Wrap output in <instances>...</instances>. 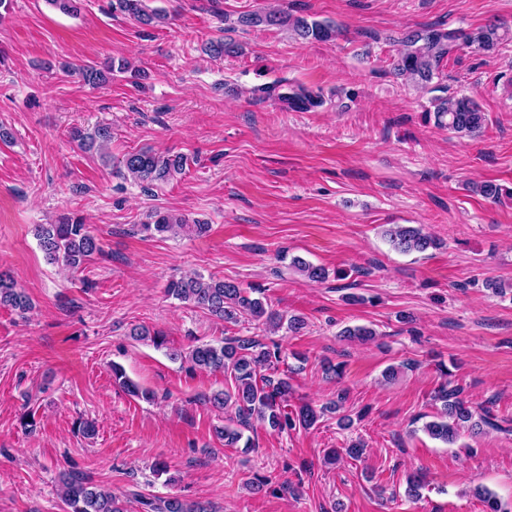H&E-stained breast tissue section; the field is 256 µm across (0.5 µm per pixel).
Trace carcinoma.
<instances>
[{
  "label": "carcinoma",
  "mask_w": 512,
  "mask_h": 512,
  "mask_svg": "<svg viewBox=\"0 0 512 512\" xmlns=\"http://www.w3.org/2000/svg\"><path fill=\"white\" fill-rule=\"evenodd\" d=\"M117 7L132 15L140 24L153 26L163 19V15L150 12L142 5L143 0H116ZM241 23L252 25H288L292 31L305 41H328L337 35L335 27L317 20L281 16L276 13L253 14L241 17ZM465 39L478 49L490 52L496 50L507 40V32L500 31L494 24L486 26L475 35L460 36L455 32L437 28L413 31L403 39L404 50L398 56L394 68L401 76H407L423 85L429 82L438 71L444 58L451 52L459 39ZM65 71L79 75L91 85L106 83L112 76V67H98L86 64L76 68L67 67ZM294 108H304L321 103L319 96L301 89L287 98ZM436 117L448 118L449 130L470 136L479 134L485 124V114L479 105L469 97H448L436 105ZM72 139L90 149L95 145L103 146L111 140L112 131L107 126H98L92 133H84L78 128L71 131ZM123 167L136 180L142 183H164L174 175L182 173L187 158L182 154H161L150 149H140L127 153L122 159ZM186 227L188 221L183 217L160 215L153 224L144 228L163 234L175 227ZM393 247L401 252H424L436 248L439 243L422 228L415 225L393 224L385 231ZM36 237L46 258L50 262L63 261L72 269H80L94 254L100 252L97 239L88 227L79 222L62 219L57 224L37 226ZM293 266L312 282H322L329 276L328 271L313 266L300 259L293 260ZM165 293L183 303L207 311L210 315L226 323H238L247 318L264 330L275 332L281 328L298 333L305 328V321L297 316L284 318L269 309L268 304L238 284L197 277H180L168 282ZM0 305L14 311L25 312L31 308L27 293L17 287L6 273L0 274ZM129 336L137 341L149 340L157 346L164 343L163 335L146 326H135ZM279 358V352L270 351L255 336H232L224 338L218 344L202 343L188 353L191 366L209 371H219L231 379L233 390L216 391L208 397V402L217 410L231 405L235 407L240 424L246 426L257 420L274 431L282 432L297 426H314L326 408L316 410L304 405L295 413L285 411L288 396L292 393L290 378L286 375L274 377L264 374L271 368L272 359ZM112 378L134 398L150 400L153 394L126 377L121 366L112 365ZM463 388L452 386L445 381L434 392L433 400L441 403V415L436 421L425 425V431L434 439L448 445L456 442L459 427L469 425L472 431H481V425L492 424L488 411L478 412L462 397ZM59 495L66 512H128L126 501L111 491L93 484L88 477L78 471L68 470L60 473ZM142 512H208V506L198 501H188L177 496L139 495L135 497Z\"/></svg>",
  "instance_id": "cac0c4a2"
}]
</instances>
